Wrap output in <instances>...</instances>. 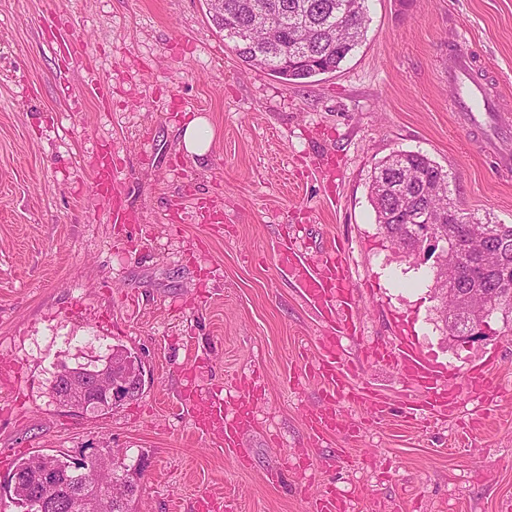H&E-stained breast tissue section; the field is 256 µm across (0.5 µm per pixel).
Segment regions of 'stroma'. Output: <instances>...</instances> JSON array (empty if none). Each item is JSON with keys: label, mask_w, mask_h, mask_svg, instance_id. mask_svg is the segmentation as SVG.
I'll list each match as a JSON object with an SVG mask.
<instances>
[{"label": "stroma", "mask_w": 512, "mask_h": 512, "mask_svg": "<svg viewBox=\"0 0 512 512\" xmlns=\"http://www.w3.org/2000/svg\"><path fill=\"white\" fill-rule=\"evenodd\" d=\"M363 45L335 72L289 83L238 57L205 0H0V479L18 458L114 452L144 459L136 512H188L203 491L229 512H512V321L467 343L445 330L432 260L399 251L369 198L375 167L418 151L449 174L466 217L512 224V175L452 106L448 59L466 39L488 93L512 117V0H369ZM112 86L100 107L62 70L52 31ZM205 118L206 158L178 151ZM117 147L136 224L91 201L85 162ZM223 225L200 224L202 197ZM312 262L348 250L357 339L349 383L378 391L383 416L339 399L336 432L316 437L324 401L311 369L324 329L277 265L283 233ZM412 340L439 369L493 364L489 406L460 398L448 417L409 407L418 386L369 358ZM121 347L144 387L107 414L57 406V368ZM220 392L235 418L256 390L242 466L180 404Z\"/></svg>", "instance_id": "obj_1"}]
</instances>
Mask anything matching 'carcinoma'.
Returning a JSON list of instances; mask_svg holds the SVG:
<instances>
[{"mask_svg": "<svg viewBox=\"0 0 512 512\" xmlns=\"http://www.w3.org/2000/svg\"><path fill=\"white\" fill-rule=\"evenodd\" d=\"M368 0H224V11L212 13V20L224 33V41L256 66L269 69L290 83H300L321 74L332 73L353 54L364 41ZM254 25L264 28L267 41L254 48L235 37L240 29ZM306 32V46L320 56L318 69L292 64L295 34ZM448 175L427 155L414 151H397L379 164L369 185L379 229L393 244L404 247L418 243L414 213L400 211L397 195L409 193L417 197V206L428 211L439 230L448 234L471 227V240L461 241V249L433 267L436 299L448 312H460L458 319L445 321L452 336L465 335L470 323L482 317L481 303L494 307V312L512 315V224L489 221L470 225L448 223ZM52 470L77 496L78 512H135L141 463L127 464L121 471L132 487L125 503L107 508L103 491L86 488L104 482L105 475L94 468L78 476L72 462L65 457L34 454L21 459L15 471L22 474L28 493H34L41 474Z\"/></svg>", "mask_w": 512, "mask_h": 512, "instance_id": "cac0c4a2", "label": "carcinoma"}]
</instances>
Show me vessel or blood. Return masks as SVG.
Segmentation results:
<instances>
[{"label": "vessel or blood", "instance_id": "obj_1", "mask_svg": "<svg viewBox=\"0 0 512 512\" xmlns=\"http://www.w3.org/2000/svg\"><path fill=\"white\" fill-rule=\"evenodd\" d=\"M56 52L62 68L78 67L84 70L86 79L84 93L99 103H106L111 96L107 81L94 71L87 58L77 51L74 42L58 43ZM476 60L467 40L455 42L448 63V82L454 89L453 104L457 111L467 115L473 126H480L481 116L495 115L497 102L486 91L480 81L474 77ZM493 137L483 142L485 151L494 155L503 170H512V153L504 149L503 144L512 136V125L501 122ZM93 184L98 196L111 204V219L116 224H135L138 214L124 202L123 185L118 178V168L111 156L102 155L93 168ZM344 248H337L335 258L318 266L295 247L293 237H282L278 243L276 255L281 269L292 278L301 291L307 304L313 308L327 331L320 339V354L314 367V373L324 385L325 404L316 413L310 424L315 435L322 436L334 431L336 417L334 405L337 398L347 397L368 407L371 413H381L385 402L379 394L364 387L347 384L341 367L340 337L354 335L356 328L349 319L356 305L348 263L344 257ZM385 356L400 370L404 379L422 387L426 392L423 406L412 407V415H421L423 410L432 414L444 415L455 408L457 390L449 387V373L433 371L429 362L407 342H399L386 350ZM487 371L466 372L462 390L470 397L483 398L488 386ZM188 405L192 421L197 430L220 437L225 449L236 448L241 437L251 426L249 414L236 416L226 421L224 400L221 395H213L207 402L201 403L189 399Z\"/></svg>", "mask_w": 512, "mask_h": 512}]
</instances>
